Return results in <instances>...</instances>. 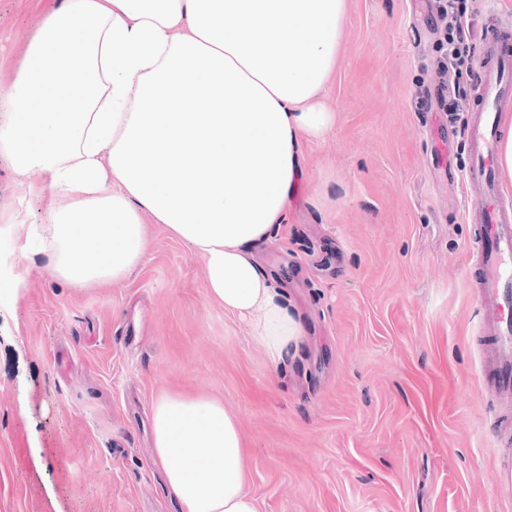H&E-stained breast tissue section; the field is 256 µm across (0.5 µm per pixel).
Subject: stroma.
<instances>
[{
  "label": "stroma",
  "mask_w": 512,
  "mask_h": 512,
  "mask_svg": "<svg viewBox=\"0 0 512 512\" xmlns=\"http://www.w3.org/2000/svg\"><path fill=\"white\" fill-rule=\"evenodd\" d=\"M60 0H0V98ZM436 0H350L326 103L305 145L285 237L256 261L305 331L270 370L207 298L204 263L149 225L127 280L75 288L23 259L0 302V512H177L153 460L163 391L222 399L250 451L259 512H512V417L483 388L473 234L451 172L468 113L432 127ZM512 21L479 0L472 47ZM0 161V215L38 220Z\"/></svg>",
  "instance_id": "1"
}]
</instances>
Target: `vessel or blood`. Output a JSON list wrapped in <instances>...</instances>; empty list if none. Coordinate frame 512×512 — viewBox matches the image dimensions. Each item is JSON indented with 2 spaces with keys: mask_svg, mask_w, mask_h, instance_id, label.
Returning a JSON list of instances; mask_svg holds the SVG:
<instances>
[{
  "mask_svg": "<svg viewBox=\"0 0 512 512\" xmlns=\"http://www.w3.org/2000/svg\"><path fill=\"white\" fill-rule=\"evenodd\" d=\"M475 97L464 179L475 191L466 219L477 227L469 250L477 268L479 329L489 340L481 370L487 390L512 412V199L503 195L496 176L502 113L512 105V28L499 27L486 41Z\"/></svg>",
  "mask_w": 512,
  "mask_h": 512,
  "instance_id": "vessel-or-blood-1",
  "label": "vessel or blood"
}]
</instances>
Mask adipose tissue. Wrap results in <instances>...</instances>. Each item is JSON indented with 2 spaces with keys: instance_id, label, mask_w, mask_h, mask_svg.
I'll use <instances>...</instances> for the list:
<instances>
[{
  "instance_id": "adipose-tissue-1",
  "label": "adipose tissue",
  "mask_w": 512,
  "mask_h": 512,
  "mask_svg": "<svg viewBox=\"0 0 512 512\" xmlns=\"http://www.w3.org/2000/svg\"><path fill=\"white\" fill-rule=\"evenodd\" d=\"M348 0H63L31 36L7 101L0 159L40 222L0 233L78 288L128 279L148 223L205 265L207 297L243 321L271 368L304 336L255 260L279 237L302 148L325 104ZM71 86L65 110L60 83ZM155 460L180 512H258L237 417L203 394L152 402Z\"/></svg>"
}]
</instances>
